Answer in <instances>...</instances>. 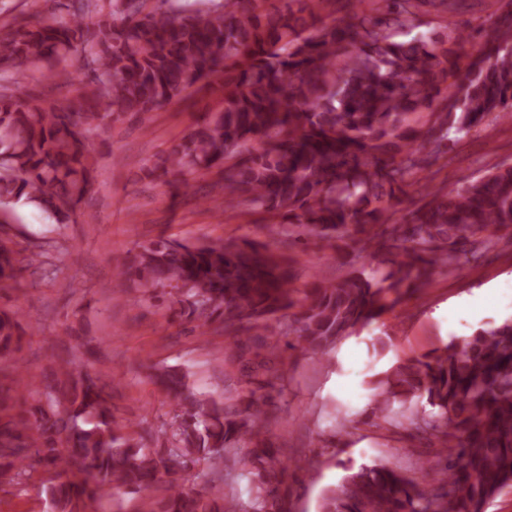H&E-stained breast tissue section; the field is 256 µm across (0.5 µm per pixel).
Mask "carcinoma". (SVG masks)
I'll return each mask as SVG.
<instances>
[{
	"instance_id": "carcinoma-1",
	"label": "carcinoma",
	"mask_w": 512,
	"mask_h": 512,
	"mask_svg": "<svg viewBox=\"0 0 512 512\" xmlns=\"http://www.w3.org/2000/svg\"><path fill=\"white\" fill-rule=\"evenodd\" d=\"M107 0L105 21L85 36L92 0L0 30V208L20 200L73 215L93 180L96 132L114 116L153 112L223 78V106L206 114L164 159L184 188L224 167V206L281 219L292 233L349 238L360 267L334 283L292 287L287 262L238 242L161 238L140 246L121 277L171 289L199 335L217 322L237 367L224 400L187 375L155 380L173 406L166 446L146 448L115 426L98 379L60 364L45 401L20 411L0 387V485L40 471L50 512H85L109 485L143 495L170 477L147 512H282L285 467L265 437L273 388L285 377L281 338L323 359L428 283L512 228V166L444 184L413 208L393 201L448 155V133L512 120V19L490 15V34L465 71L467 42L448 13L469 0ZM434 15L446 32L399 40ZM65 59L87 70L65 102L26 95L21 66L50 71ZM42 252L0 245V282L17 281ZM24 329L0 311V356ZM370 417L405 427L447 453L448 482L421 489L386 466H362L323 489L318 512H486L512 488V318L480 328L429 360L400 364L371 386ZM426 402L421 409L417 405ZM248 499L224 495V459L241 443ZM202 469V490L185 489Z\"/></svg>"
}]
</instances>
